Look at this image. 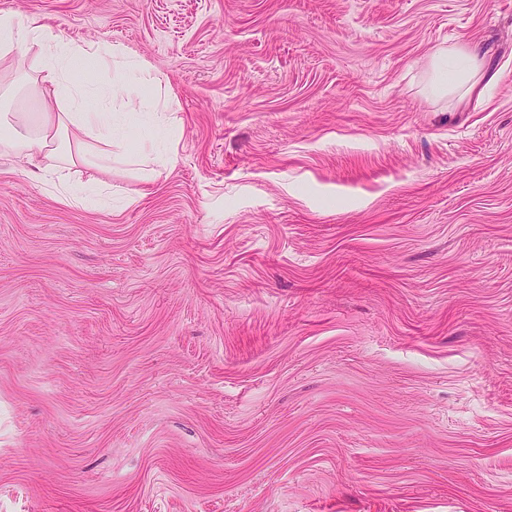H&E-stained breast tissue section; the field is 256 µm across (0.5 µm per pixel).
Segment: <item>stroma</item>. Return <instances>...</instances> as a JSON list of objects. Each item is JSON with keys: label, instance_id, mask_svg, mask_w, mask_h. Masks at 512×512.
Here are the masks:
<instances>
[{"label": "stroma", "instance_id": "stroma-1", "mask_svg": "<svg viewBox=\"0 0 512 512\" xmlns=\"http://www.w3.org/2000/svg\"><path fill=\"white\" fill-rule=\"evenodd\" d=\"M139 55L172 162L0 156V512H512V0H0ZM477 47L485 94L426 63Z\"/></svg>", "mask_w": 512, "mask_h": 512}]
</instances>
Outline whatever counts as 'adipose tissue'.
<instances>
[{
	"label": "adipose tissue",
	"mask_w": 512,
	"mask_h": 512,
	"mask_svg": "<svg viewBox=\"0 0 512 512\" xmlns=\"http://www.w3.org/2000/svg\"><path fill=\"white\" fill-rule=\"evenodd\" d=\"M21 47L38 51L24 79L42 110L33 118L24 112L0 114L1 154L27 159L50 176L62 202L84 207L94 206L95 201L71 193L70 172L75 166L108 173L114 164L134 160L145 183L167 167L179 137L164 117L170 96L163 93L160 79L146 62L97 45H77L51 27L16 14H0V58ZM104 68L118 76L108 107L97 92L74 81L75 74ZM479 69L474 47L441 50L429 58V90L442 96L473 87Z\"/></svg>",
	"instance_id": "obj_1"
}]
</instances>
